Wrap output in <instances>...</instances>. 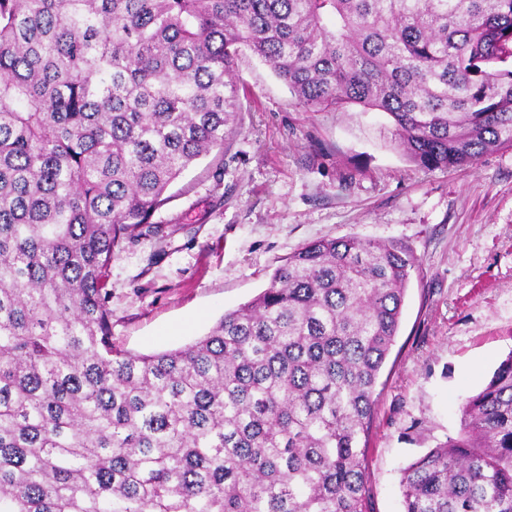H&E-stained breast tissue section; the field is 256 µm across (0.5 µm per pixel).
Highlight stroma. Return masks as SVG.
Instances as JSON below:
<instances>
[{"label":"stroma","mask_w":512,"mask_h":512,"mask_svg":"<svg viewBox=\"0 0 512 512\" xmlns=\"http://www.w3.org/2000/svg\"><path fill=\"white\" fill-rule=\"evenodd\" d=\"M236 80L225 148L185 171L112 260V344L151 354L194 341L314 240L411 250L419 265L378 378L365 458L373 512H403L404 469L457 434L462 401L512 353V148L427 171L382 137L384 113L304 111L249 53Z\"/></svg>","instance_id":"35a3bbf8"}]
</instances>
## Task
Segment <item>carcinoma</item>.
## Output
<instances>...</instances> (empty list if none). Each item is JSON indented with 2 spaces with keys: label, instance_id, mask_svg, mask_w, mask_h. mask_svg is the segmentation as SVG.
<instances>
[{
  "label": "carcinoma",
  "instance_id": "1",
  "mask_svg": "<svg viewBox=\"0 0 512 512\" xmlns=\"http://www.w3.org/2000/svg\"><path fill=\"white\" fill-rule=\"evenodd\" d=\"M245 50L424 170L512 147V0H0V512H370L410 250L308 242L193 342L112 347L106 270L224 147ZM460 413L404 512H512V354Z\"/></svg>",
  "mask_w": 512,
  "mask_h": 512
}]
</instances>
